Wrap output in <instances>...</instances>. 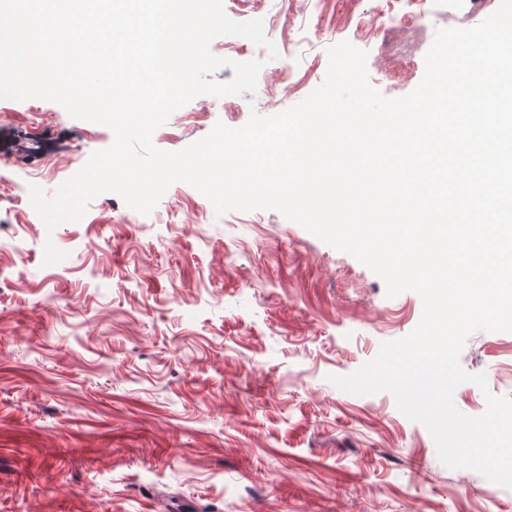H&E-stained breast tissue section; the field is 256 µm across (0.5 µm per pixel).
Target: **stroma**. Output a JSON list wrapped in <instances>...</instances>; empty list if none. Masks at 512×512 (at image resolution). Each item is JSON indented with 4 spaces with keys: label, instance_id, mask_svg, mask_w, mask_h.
<instances>
[{
    "label": "stroma",
    "instance_id": "35a3bbf8",
    "mask_svg": "<svg viewBox=\"0 0 512 512\" xmlns=\"http://www.w3.org/2000/svg\"><path fill=\"white\" fill-rule=\"evenodd\" d=\"M498 0H426L418 23L391 0H241L236 21L278 17L277 58L239 36L229 65L263 60L255 93L200 95L153 134L180 151L216 124L274 115L323 81L328 50L367 54L373 87L412 92L440 28H469ZM305 80L283 91L282 66ZM197 113L190 122L186 113ZM113 131L58 103L0 100V512H512V488L442 463L392 394L354 395V373L407 336L423 302L271 209L217 212L172 184L149 214L111 194L47 228L53 197ZM488 387L454 391L464 414L512 397V332L477 330L460 355Z\"/></svg>",
    "mask_w": 512,
    "mask_h": 512
}]
</instances>
